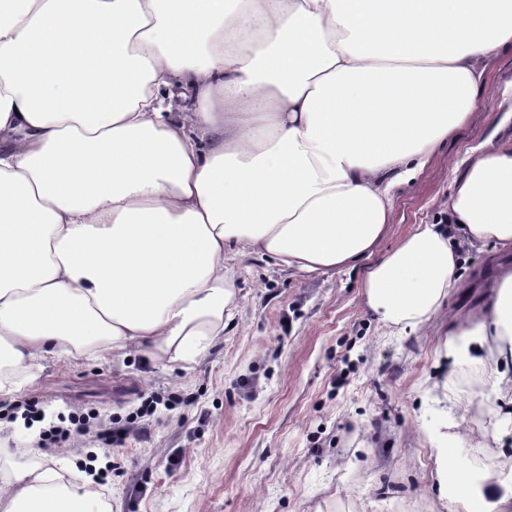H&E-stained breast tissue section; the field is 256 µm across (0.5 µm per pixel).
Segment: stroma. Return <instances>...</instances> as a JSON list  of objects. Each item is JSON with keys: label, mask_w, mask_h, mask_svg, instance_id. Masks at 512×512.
Here are the masks:
<instances>
[{"label": "stroma", "mask_w": 512, "mask_h": 512, "mask_svg": "<svg viewBox=\"0 0 512 512\" xmlns=\"http://www.w3.org/2000/svg\"><path fill=\"white\" fill-rule=\"evenodd\" d=\"M477 105L425 168L393 190L392 222L373 259L414 225L443 217L470 149L512 122ZM492 248L472 250L447 311L414 332L368 310L362 267L308 277L257 255L229 257L234 316L223 341L169 369L131 352L121 362L87 356L44 363L11 399H0V471L53 466L56 448L15 421L37 404L47 421L88 419L91 437L67 444L72 469L92 459L112 475L99 491L109 512H462L440 491L428 430L448 432L450 463L470 473L512 476V359L463 363L443 342L452 312L490 293ZM181 398L142 418L146 437L116 446L112 426L148 397ZM492 419L490 432L477 423Z\"/></svg>", "instance_id": "obj_1"}]
</instances>
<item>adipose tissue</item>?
<instances>
[{
	"label": "adipose tissue",
	"mask_w": 512,
	"mask_h": 512,
	"mask_svg": "<svg viewBox=\"0 0 512 512\" xmlns=\"http://www.w3.org/2000/svg\"><path fill=\"white\" fill-rule=\"evenodd\" d=\"M506 48L512 0H0V398L64 354L193 360L224 337L229 247L306 275L370 255ZM489 244L512 253V138L366 269L367 307L418 330ZM444 346L512 357V265ZM451 452L439 486L512 512V480ZM94 485L18 471L0 512H105Z\"/></svg>",
	"instance_id": "adipose-tissue-1"
}]
</instances>
